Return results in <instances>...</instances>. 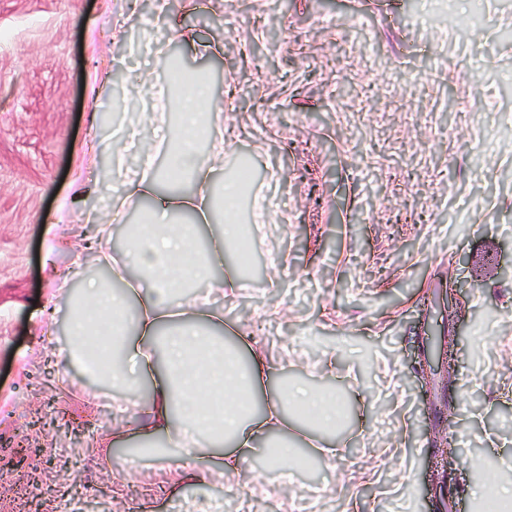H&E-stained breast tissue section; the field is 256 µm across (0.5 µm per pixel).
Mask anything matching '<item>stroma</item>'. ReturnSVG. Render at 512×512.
Masks as SVG:
<instances>
[{"mask_svg": "<svg viewBox=\"0 0 512 512\" xmlns=\"http://www.w3.org/2000/svg\"><path fill=\"white\" fill-rule=\"evenodd\" d=\"M0 0V512H191L232 491L250 512H477L479 491L512 481V0ZM122 27L119 41L106 38ZM201 72L223 110L200 159L227 179L247 152L253 179L237 223L283 264L236 291L210 292L227 324L252 326L289 381L340 394L351 420L336 456L313 450L296 415L288 440L313 462L289 478L249 457L235 474L178 485L162 443L142 433V383L115 417L111 384L50 353L70 340L73 296L122 265L125 226L71 271L69 244L92 239L90 210L136 155L114 166L91 142L172 114L170 63ZM151 68L150 81L136 78ZM135 100L139 112L123 104ZM85 206L58 219L77 183ZM70 293H48L45 240ZM125 434L113 438L114 428ZM446 430L461 464L439 473ZM489 466L478 478L471 457ZM323 496L306 498L310 488Z\"/></svg>", "mask_w": 512, "mask_h": 512, "instance_id": "stroma-1", "label": "stroma"}]
</instances>
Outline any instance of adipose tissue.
Returning a JSON list of instances; mask_svg holds the SVG:
<instances>
[{
	"mask_svg": "<svg viewBox=\"0 0 512 512\" xmlns=\"http://www.w3.org/2000/svg\"><path fill=\"white\" fill-rule=\"evenodd\" d=\"M177 90L185 108L177 128L163 131L157 144L166 153L167 173L194 183L198 192L155 195L153 151L142 152L140 177L119 183L115 192L128 200L155 197L126 251L129 265L150 286L137 292L131 309L111 288L87 284L71 322L69 346L54 355L61 361L82 356L89 370L134 385L153 378L152 397L144 408L146 428L165 438L181 481L204 484L215 472V457H222L225 470H237L262 440H276L279 450L268 454L267 461L272 466L281 463L288 419L278 394L268 399L261 416L252 415L253 392L270 374V356L258 342H248L247 365L239 367L236 355L224 351L210 334L211 328L223 327V314L186 291L187 285L210 277L224 261L225 245L237 238L231 216L240 188L227 184L214 192L212 171L198 160L196 145L210 132L200 121L213 105L209 85L198 79ZM177 210L196 212L198 223L174 224L170 216ZM216 210L222 213L221 231L209 249L198 251L200 227ZM292 397L320 433L335 431L343 412L340 398L308 390L293 392ZM228 442L234 452H223Z\"/></svg>",
	"mask_w": 512,
	"mask_h": 512,
	"instance_id": "adipose-tissue-1",
	"label": "adipose tissue"
}]
</instances>
